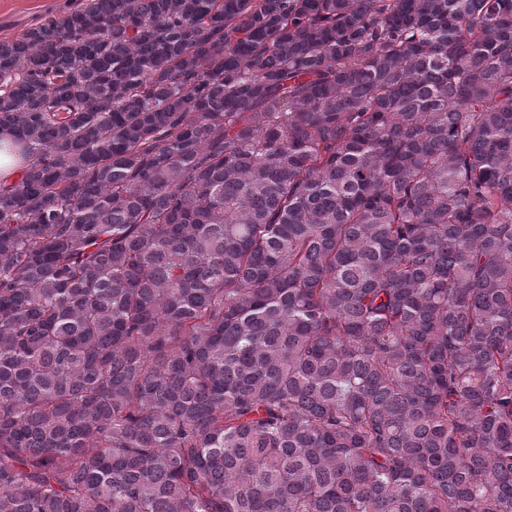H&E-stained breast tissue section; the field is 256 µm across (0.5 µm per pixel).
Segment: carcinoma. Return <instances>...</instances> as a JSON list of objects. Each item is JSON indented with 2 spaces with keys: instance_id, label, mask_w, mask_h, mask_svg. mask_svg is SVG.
Returning a JSON list of instances; mask_svg holds the SVG:
<instances>
[{
  "instance_id": "cac0c4a2",
  "label": "carcinoma",
  "mask_w": 512,
  "mask_h": 512,
  "mask_svg": "<svg viewBox=\"0 0 512 512\" xmlns=\"http://www.w3.org/2000/svg\"><path fill=\"white\" fill-rule=\"evenodd\" d=\"M0 131V512H512V0H83ZM9 146H11V137L7 134L0 135V183L2 184L15 182L24 166L16 150H9Z\"/></svg>"
}]
</instances>
